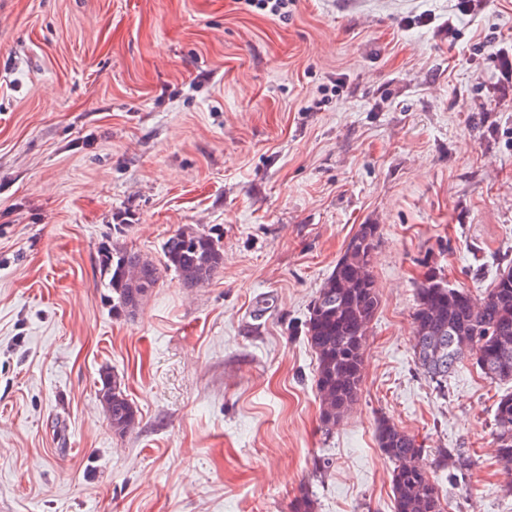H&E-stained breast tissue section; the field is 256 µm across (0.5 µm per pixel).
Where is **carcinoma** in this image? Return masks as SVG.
<instances>
[{"label":"carcinoma","instance_id":"carcinoma-1","mask_svg":"<svg viewBox=\"0 0 512 512\" xmlns=\"http://www.w3.org/2000/svg\"><path fill=\"white\" fill-rule=\"evenodd\" d=\"M361 248L344 250L313 300L303 324L304 336L316 358L315 387L321 400L320 418L332 427L357 402L367 348V329L379 307L380 294L371 271L379 238L378 225L361 224L354 235ZM101 271L112 291V311L132 313L155 288L161 270L174 271L186 286L205 283L223 267L219 238L210 232L179 230L164 246V261L156 264L140 253L115 244L99 247ZM413 354L418 369L439 391L466 362L476 364L492 380L512 381V265L500 270L493 287L474 297L450 287L431 267L424 274L412 313ZM101 377L102 392H110ZM112 393V392H110ZM137 408L123 390L112 393L106 417L112 430L123 434L135 425ZM496 453L512 465V392L499 397L493 418ZM379 448L393 462V512H447L439 483L422 465L424 448L414 436L389 420L378 421ZM451 467L450 478H468L475 461L468 449H441Z\"/></svg>","mask_w":512,"mask_h":512}]
</instances>
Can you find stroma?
Here are the masks:
<instances>
[{
  "label": "stroma",
  "mask_w": 512,
  "mask_h": 512,
  "mask_svg": "<svg viewBox=\"0 0 512 512\" xmlns=\"http://www.w3.org/2000/svg\"><path fill=\"white\" fill-rule=\"evenodd\" d=\"M362 224L381 305L326 430L303 323ZM185 226L219 274L113 315L100 245L158 261ZM510 262L512 0H0V512H292L303 486L393 512L381 416L452 512H512L489 452L512 381L468 364L438 392L412 347L428 267L478 296ZM114 389L112 385V403L106 406V417L112 430L123 434L135 425L138 410L127 399L122 386L117 392ZM440 454L447 458L452 472L449 477L452 479L462 481L466 480L472 472L475 461L468 449L466 448H453L452 450L441 449Z\"/></svg>",
  "instance_id": "1"
}]
</instances>
